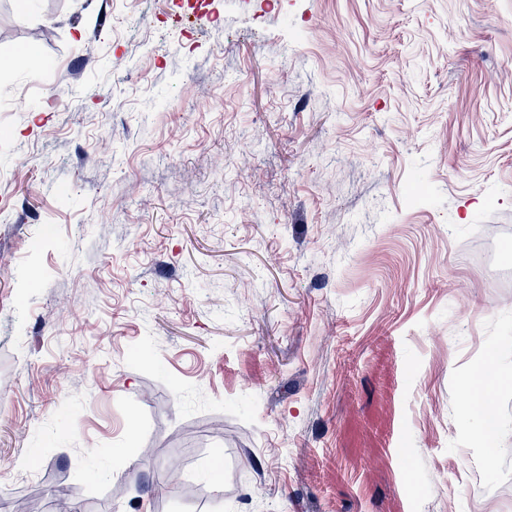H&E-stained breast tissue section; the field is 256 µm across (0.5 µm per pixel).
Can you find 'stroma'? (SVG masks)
Segmentation results:
<instances>
[{"label": "stroma", "mask_w": 512, "mask_h": 512, "mask_svg": "<svg viewBox=\"0 0 512 512\" xmlns=\"http://www.w3.org/2000/svg\"><path fill=\"white\" fill-rule=\"evenodd\" d=\"M1 127L0 500L512 512V0H0ZM498 364L499 353L491 348L486 354L482 370L465 380V387L472 394L471 408L465 414V421H473L476 433L488 444L493 442L500 430L496 411L498 396L503 388L512 383L511 376L504 377Z\"/></svg>", "instance_id": "obj_1"}]
</instances>
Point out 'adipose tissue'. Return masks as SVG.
<instances>
[{"label": "adipose tissue", "mask_w": 512, "mask_h": 512, "mask_svg": "<svg viewBox=\"0 0 512 512\" xmlns=\"http://www.w3.org/2000/svg\"><path fill=\"white\" fill-rule=\"evenodd\" d=\"M511 385L512 379L503 376L499 370V353L494 349L487 352L482 370L465 380V386L472 394L465 419L474 424L478 436L485 442H493L499 433L498 396L503 388Z\"/></svg>", "instance_id": "adipose-tissue-1"}]
</instances>
